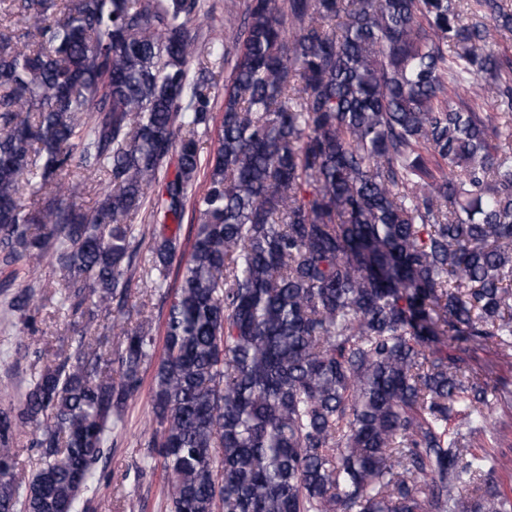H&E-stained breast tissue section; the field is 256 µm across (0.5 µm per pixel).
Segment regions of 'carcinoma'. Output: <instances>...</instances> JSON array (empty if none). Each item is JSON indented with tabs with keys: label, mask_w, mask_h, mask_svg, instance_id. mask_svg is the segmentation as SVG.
Here are the masks:
<instances>
[{
	"label": "carcinoma",
	"mask_w": 512,
	"mask_h": 512,
	"mask_svg": "<svg viewBox=\"0 0 512 512\" xmlns=\"http://www.w3.org/2000/svg\"><path fill=\"white\" fill-rule=\"evenodd\" d=\"M7 2L26 27L0 24V254L54 257L82 338L0 404V512H88L155 358L145 445L171 512H512L492 485L512 458L484 442L497 386L437 346L512 355V0H247L203 46L213 0ZM202 52L235 56L214 130ZM147 236L154 287L183 265L160 352L126 318ZM99 312L108 352L86 341Z\"/></svg>",
	"instance_id": "cac0c4a2"
}]
</instances>
